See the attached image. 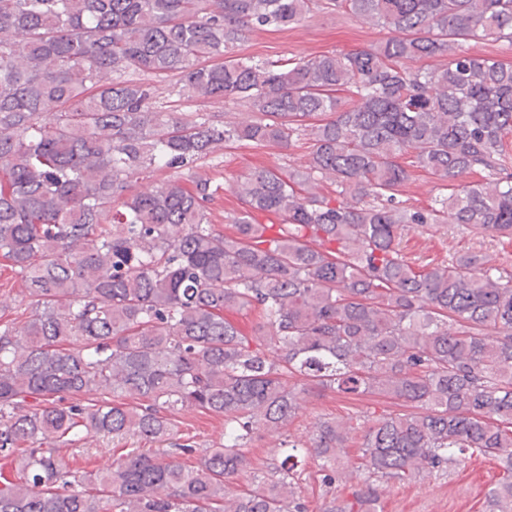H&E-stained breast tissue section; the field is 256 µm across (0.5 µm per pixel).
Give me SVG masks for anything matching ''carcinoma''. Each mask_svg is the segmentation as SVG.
Wrapping results in <instances>:
<instances>
[{"instance_id": "carcinoma-1", "label": "carcinoma", "mask_w": 512, "mask_h": 512, "mask_svg": "<svg viewBox=\"0 0 512 512\" xmlns=\"http://www.w3.org/2000/svg\"><path fill=\"white\" fill-rule=\"evenodd\" d=\"M318 7L389 36L298 60L230 56L244 29ZM488 36L512 47V0H0V255L31 298L22 323L0 325V512H307L300 448L325 487L363 476L325 512H383V484L467 454L501 461L484 512H512V271L401 247L410 224L512 237V65L464 47ZM430 58L443 63L413 67ZM149 76L256 118H168ZM301 138L305 170L236 183L245 208L229 233L209 224L207 179L133 189L143 170L190 172L222 146ZM409 153L448 196L403 204ZM319 181L336 196L312 192ZM260 215L281 218L278 233ZM311 389L409 412L319 417L230 490L259 432L287 428ZM186 409L224 416V444H174L199 454L189 467L133 448L72 489L61 446H163Z\"/></svg>"}]
</instances>
